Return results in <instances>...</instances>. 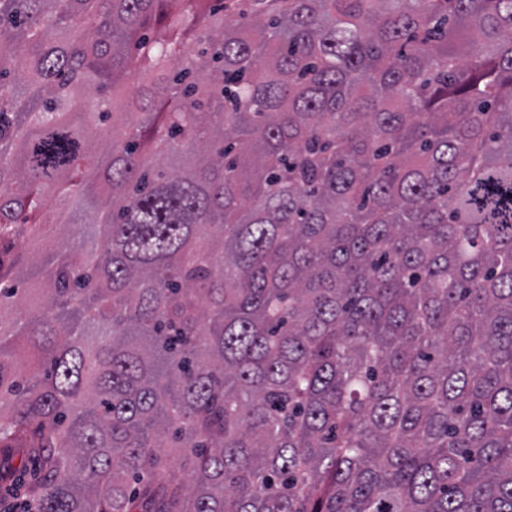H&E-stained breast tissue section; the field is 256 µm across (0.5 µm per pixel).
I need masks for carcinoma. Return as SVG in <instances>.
<instances>
[{"label":"carcinoma","instance_id":"carcinoma-1","mask_svg":"<svg viewBox=\"0 0 512 512\" xmlns=\"http://www.w3.org/2000/svg\"><path fill=\"white\" fill-rule=\"evenodd\" d=\"M162 2L0 0V486L512 512V0ZM57 224H42L41 234L38 236H9L6 243L10 246L12 252L17 255L19 253H29L30 255H38L37 247L39 245L37 239H43L49 242L53 236L58 233Z\"/></svg>","mask_w":512,"mask_h":512}]
</instances>
